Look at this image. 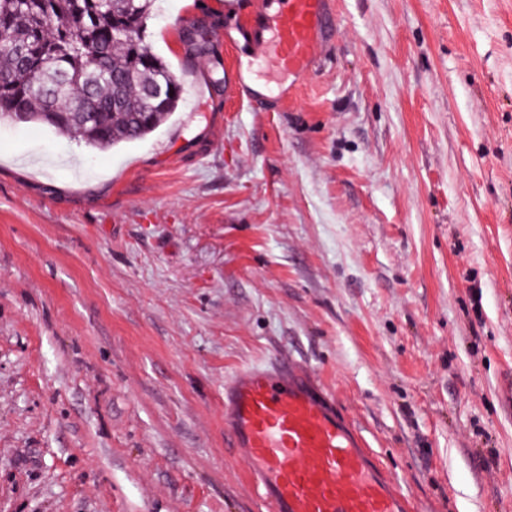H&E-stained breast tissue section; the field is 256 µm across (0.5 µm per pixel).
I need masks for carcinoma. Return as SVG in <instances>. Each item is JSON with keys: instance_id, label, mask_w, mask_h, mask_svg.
<instances>
[{"instance_id": "obj_1", "label": "carcinoma", "mask_w": 512, "mask_h": 512, "mask_svg": "<svg viewBox=\"0 0 512 512\" xmlns=\"http://www.w3.org/2000/svg\"><path fill=\"white\" fill-rule=\"evenodd\" d=\"M153 0H0V118L39 121L91 148L141 140L182 102V87L146 42ZM198 56L207 30L183 31ZM160 82L173 93L150 98ZM89 87V98L71 86Z\"/></svg>"}]
</instances>
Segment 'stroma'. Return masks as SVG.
I'll use <instances>...</instances> for the list:
<instances>
[{"label": "stroma", "mask_w": 512, "mask_h": 512, "mask_svg": "<svg viewBox=\"0 0 512 512\" xmlns=\"http://www.w3.org/2000/svg\"><path fill=\"white\" fill-rule=\"evenodd\" d=\"M156 0L183 102L92 149L0 120V512H265L224 381L289 353L414 512H512V0H334L274 111Z\"/></svg>", "instance_id": "obj_1"}]
</instances>
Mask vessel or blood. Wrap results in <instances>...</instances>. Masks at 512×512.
I'll use <instances>...</instances> for the list:
<instances>
[{
    "instance_id": "1",
    "label": "vessel or blood",
    "mask_w": 512,
    "mask_h": 512,
    "mask_svg": "<svg viewBox=\"0 0 512 512\" xmlns=\"http://www.w3.org/2000/svg\"><path fill=\"white\" fill-rule=\"evenodd\" d=\"M241 0H224L216 44L239 51L236 85H251L254 62L302 78L320 65L336 36L332 0H266L241 23ZM224 433L244 456L266 512H411L412 502L363 432L306 365L283 354L238 369L224 382Z\"/></svg>"
}]
</instances>
